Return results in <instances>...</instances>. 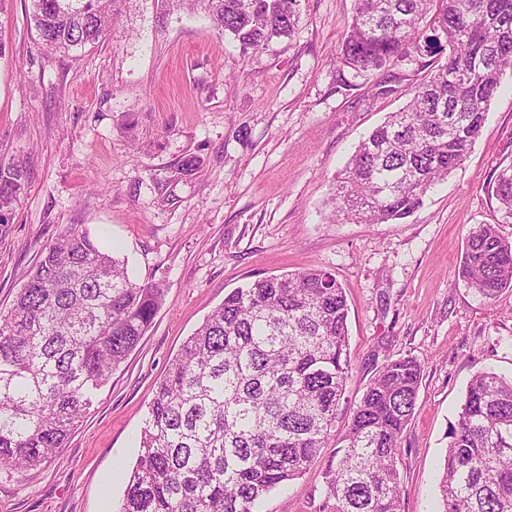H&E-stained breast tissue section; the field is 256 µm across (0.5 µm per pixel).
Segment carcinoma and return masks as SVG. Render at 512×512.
<instances>
[{"mask_svg":"<svg viewBox=\"0 0 512 512\" xmlns=\"http://www.w3.org/2000/svg\"><path fill=\"white\" fill-rule=\"evenodd\" d=\"M48 53L101 43L126 0H31ZM242 52L292 35L300 0H196ZM415 52L446 54L428 77L372 94L403 95L337 181L338 221L395 224L466 159L501 76L512 72V0H356L340 60L373 73ZM27 162L0 161V224L28 185ZM496 197L512 215V165ZM459 276L479 296H512V243L472 227ZM164 290L69 224L0 311V468L26 473L65 446L98 391L137 347ZM348 305L322 269L256 279L224 296L188 336L148 406L137 461L116 512H256L335 436L351 376ZM422 367L387 358L353 407L326 468L336 512H400L396 450ZM439 472L441 512H512V376L469 381Z\"/></svg>","mask_w":512,"mask_h":512,"instance_id":"carcinoma-1","label":"carcinoma"}]
</instances>
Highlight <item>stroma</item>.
I'll use <instances>...</instances> for the list:
<instances>
[{
	"instance_id": "1",
	"label": "stroma",
	"mask_w": 512,
	"mask_h": 512,
	"mask_svg": "<svg viewBox=\"0 0 512 512\" xmlns=\"http://www.w3.org/2000/svg\"><path fill=\"white\" fill-rule=\"evenodd\" d=\"M354 0H300L292 37L242 53L203 10L128 0L113 37L44 53L31 0H0V160L32 161L0 224V310L42 250L79 224L164 301L66 446L25 474L0 469V512H115L157 383L182 342L257 278L327 269L346 291L352 364L337 429L386 358L423 378L399 440L400 512H439L437 477L470 378L512 374V314L458 275L469 228L512 218L495 196L512 164V74L466 160L398 224L335 223L331 198L358 144L402 108L339 60ZM137 121L138 138L123 131ZM195 158L185 170L186 158ZM333 449L260 512H335Z\"/></svg>"
}]
</instances>
